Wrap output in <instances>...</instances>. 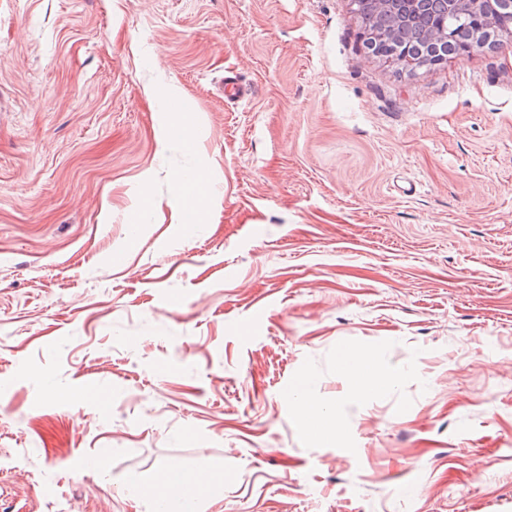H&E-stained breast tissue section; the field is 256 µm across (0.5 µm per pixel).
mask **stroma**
Listing matches in <instances>:
<instances>
[{"mask_svg":"<svg viewBox=\"0 0 512 512\" xmlns=\"http://www.w3.org/2000/svg\"><path fill=\"white\" fill-rule=\"evenodd\" d=\"M360 32L350 0H0V512H153L173 463L223 472L200 512H512V35L411 73ZM297 396L299 398V412L308 420V425L312 431L326 438H335L340 433L341 429L335 416L325 411V409L312 400L302 397L299 393ZM303 401L312 403L315 408L308 403H303Z\"/></svg>","mask_w":512,"mask_h":512,"instance_id":"obj_1","label":"stroma"}]
</instances>
